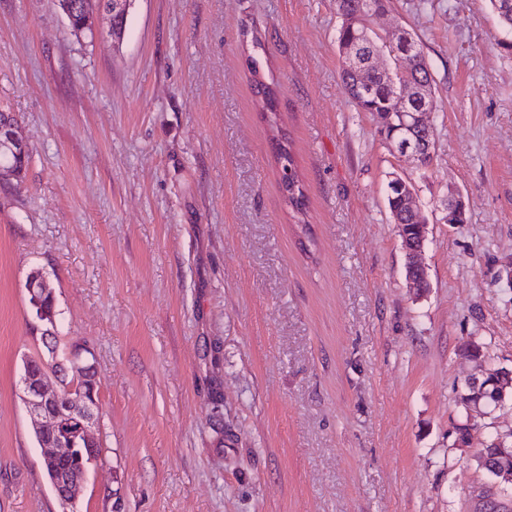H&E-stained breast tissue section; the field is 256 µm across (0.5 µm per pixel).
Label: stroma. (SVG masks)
<instances>
[{"label":"stroma","mask_w":512,"mask_h":512,"mask_svg":"<svg viewBox=\"0 0 512 512\" xmlns=\"http://www.w3.org/2000/svg\"><path fill=\"white\" fill-rule=\"evenodd\" d=\"M340 24L336 0H134L116 45L70 35L57 0H0V109L32 153L0 180V512H60L21 399L37 269L61 343L95 357L77 512H472L478 448L512 434V393L455 434L465 378L512 369V49L490 0L372 20L423 47L424 172L349 101ZM396 175L429 226L418 295ZM276 153L280 160L283 159L288 162V166H283V185L288 192V200L295 210L302 211L305 208V195L299 184L291 152L287 149L286 145L278 141L276 143ZM287 171L288 174H285ZM391 181L392 183H388L387 185V203L393 219H396L399 224H403L402 226H399L398 224L399 236L402 239L405 235L410 240H418L420 238L419 225L426 231L427 224H419L421 219L418 213H413L403 206L402 199L397 197L400 192L395 187L399 188L400 190L405 189L403 200H405V203L409 208L415 210V206L412 204L410 198H408L413 196L412 189L407 181L402 178H395ZM392 184H394L395 187H393Z\"/></svg>","instance_id":"stroma-1"}]
</instances>
